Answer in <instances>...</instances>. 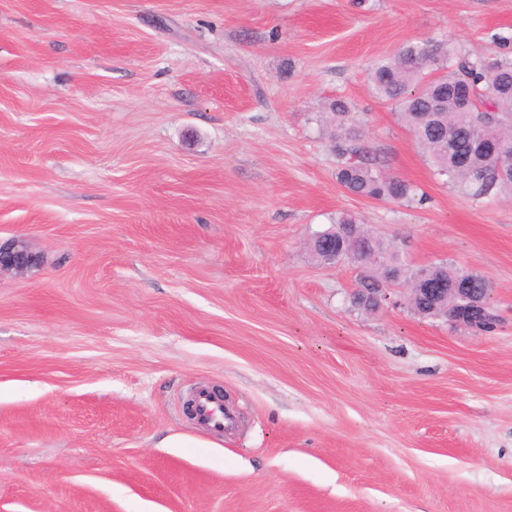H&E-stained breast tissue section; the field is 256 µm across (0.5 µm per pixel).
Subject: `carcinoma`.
<instances>
[{"instance_id": "carcinoma-1", "label": "carcinoma", "mask_w": 512, "mask_h": 512, "mask_svg": "<svg viewBox=\"0 0 512 512\" xmlns=\"http://www.w3.org/2000/svg\"><path fill=\"white\" fill-rule=\"evenodd\" d=\"M371 81L376 95L398 104L399 115L425 151L436 175L458 183L476 197L512 195V58L485 61L476 51L449 45L445 48L411 44L397 57L376 63ZM326 128L334 138L336 181L349 193L390 201L415 196L413 186L373 166L361 145L362 131L348 102L338 97L326 113ZM336 225L364 242L356 262L378 271L391 247L359 226L352 213L339 212ZM448 287L473 288L487 293L481 275L448 266Z\"/></svg>"}]
</instances>
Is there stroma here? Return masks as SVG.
<instances>
[{
	"mask_svg": "<svg viewBox=\"0 0 512 512\" xmlns=\"http://www.w3.org/2000/svg\"><path fill=\"white\" fill-rule=\"evenodd\" d=\"M411 43L512 53V0H0V241L43 256L0 273V512H512V200L374 94ZM338 96L426 202L337 183ZM343 210L495 330L355 305L309 247ZM429 265L424 266L423 272L420 273V284L423 288L409 289L418 300L420 298L429 297L432 303L428 308L440 311L441 300L448 295V288H454L453 291L459 299V307L461 310L467 311L474 318L469 321L470 327L478 329L480 318L486 314L487 302L483 297L476 296L470 288H475L480 296L487 294L489 285L481 275L475 272L465 271L448 264V288H438L440 280L430 279ZM466 275V276H465ZM430 280V281H428ZM434 294L437 296L434 298ZM197 420L201 426L211 428L214 431H223L232 417L224 412L219 402L212 399L208 393H199L195 397Z\"/></svg>",
	"mask_w": 512,
	"mask_h": 512,
	"instance_id": "1",
	"label": "stroma"
}]
</instances>
